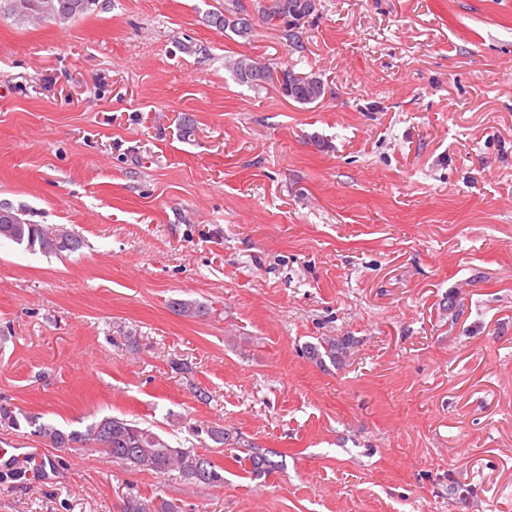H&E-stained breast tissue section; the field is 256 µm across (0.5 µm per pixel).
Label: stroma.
I'll return each instance as SVG.
<instances>
[{"label": "stroma", "mask_w": 512, "mask_h": 512, "mask_svg": "<svg viewBox=\"0 0 512 512\" xmlns=\"http://www.w3.org/2000/svg\"><path fill=\"white\" fill-rule=\"evenodd\" d=\"M319 3L299 52L210 26L224 0L0 14V202L85 242L0 241V404L282 461L209 448L205 488L0 426V512H512V0ZM239 57L325 96L242 85ZM326 336L338 365L304 352ZM251 62L250 58H241L233 62V71L235 78L241 84L247 85L254 89L265 88L266 85L278 82L281 84V76L284 82L288 85L291 78V94L287 97L300 104H307L306 98L316 94L321 98L324 95V83L320 78L312 76L309 73L296 72L294 66H286L279 70L271 69L269 64L264 62V70L260 73L247 75L245 72L248 70V64ZM299 74L303 76H298ZM193 431L196 433V435L199 437L201 435H205L208 440L213 442L214 444H217L219 446H230L236 444H240L241 437L235 438L233 443H230L233 439V436L231 432L227 429H224V427L221 426H212L209 424H196L193 426ZM245 446L248 447L246 457L243 460L241 457H236V459H239L240 463L248 460L250 464L249 472L255 477L269 475L280 468L279 462L272 459L273 456L277 455L274 451L266 448H256L249 443ZM182 507L177 503L156 496L142 498L138 494L129 493L123 501L122 512H181Z\"/></svg>", "instance_id": "35a3bbf8"}]
</instances>
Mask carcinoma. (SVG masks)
<instances>
[{"mask_svg":"<svg viewBox=\"0 0 512 512\" xmlns=\"http://www.w3.org/2000/svg\"><path fill=\"white\" fill-rule=\"evenodd\" d=\"M8 15L19 23L33 21L37 23L54 21L65 23L76 19L92 9L96 0H5ZM260 6L257 13L272 27L288 33V39L298 38L297 30L301 21L310 18L319 11L318 0H257ZM244 12L241 0H226L224 10L212 11L209 15L211 26L224 32H231L237 37L248 39L252 35L253 24H245L239 14ZM249 58H241L233 62L235 78L241 84L254 89H262L267 85L283 80H291V94L288 98L306 103V98L316 94L324 95V83L321 79L298 72L290 65L279 70L264 64V70L256 74H246ZM0 208L11 214L13 223L0 224V240L4 239L26 250L43 254L61 255L75 252L82 246L80 237L63 225L46 227L33 224L23 218V211L4 202ZM350 346L349 338L338 341L324 338L320 344L307 347L308 355L322 363L329 359L336 363ZM34 428V434L59 448H86L97 443H109L108 456L112 461L129 468L167 474L176 471L185 480L196 485L207 487L224 486V467L216 464L211 457L195 448H180L172 445L160 434L143 427L134 421L115 417H104L93 421L82 430H61L52 423L39 421V417L19 408L12 409L9 405H0V424L9 427H21L22 424ZM196 435H204L219 446H228L240 439L233 438L231 432L221 426L197 424L193 426ZM275 452L266 448L248 446L246 460L250 464V473L256 477L266 476L280 468L279 462L273 459ZM177 503L156 496L143 498L138 494L129 493L123 501L122 512H181Z\"/></svg>","mask_w":512,"mask_h":512,"instance_id":"carcinoma-1","label":"carcinoma"}]
</instances>
